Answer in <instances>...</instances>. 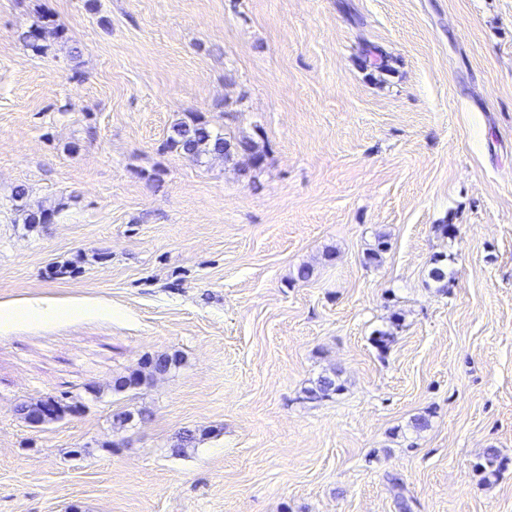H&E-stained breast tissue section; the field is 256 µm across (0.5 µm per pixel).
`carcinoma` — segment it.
<instances>
[{
	"instance_id": "carcinoma-1",
	"label": "carcinoma",
	"mask_w": 512,
	"mask_h": 512,
	"mask_svg": "<svg viewBox=\"0 0 512 512\" xmlns=\"http://www.w3.org/2000/svg\"><path fill=\"white\" fill-rule=\"evenodd\" d=\"M64 35V28L45 23L40 31L27 35L24 41L28 47L37 53H46L49 50V40L59 39ZM166 147L184 158L199 161L202 158L220 153L226 158L241 156L248 160L254 168L260 167L265 159L264 147L254 139L246 136H235L230 130L216 127L205 117L200 115L180 119L172 126V131L166 139ZM14 210L23 216L26 224H46L51 222L54 212L42 208L33 209L27 203V194L24 188L18 187L11 195ZM429 278L444 289L448 284V269L442 264V260H433V266L428 271ZM402 318L398 315L392 317L391 329L378 330L372 338L375 348L384 353L390 349L395 340L394 331L401 328ZM175 359L166 355H158L143 363L141 369L128 376H121L115 379L113 389L119 391L123 388L134 389L146 384L157 374L166 373ZM343 390L341 382L330 374H324L314 381L313 385L306 390L307 398L320 401L339 394ZM505 467L504 458L496 448H487L483 452L482 462L479 468L483 478L487 481L497 478Z\"/></svg>"
}]
</instances>
